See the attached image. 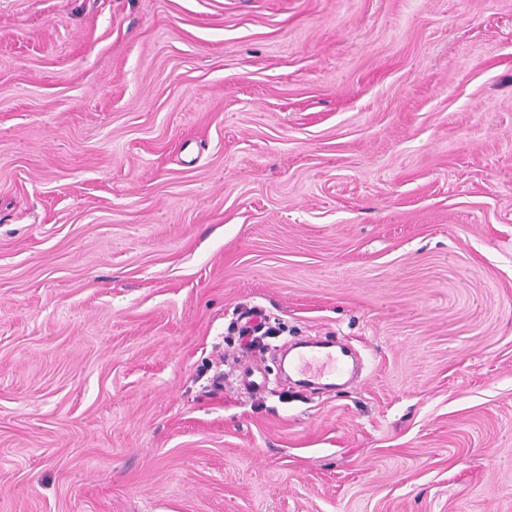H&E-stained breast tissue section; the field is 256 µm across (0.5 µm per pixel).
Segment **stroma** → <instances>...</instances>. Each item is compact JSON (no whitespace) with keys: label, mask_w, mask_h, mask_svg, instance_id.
<instances>
[{"label":"stroma","mask_w":512,"mask_h":512,"mask_svg":"<svg viewBox=\"0 0 512 512\" xmlns=\"http://www.w3.org/2000/svg\"><path fill=\"white\" fill-rule=\"evenodd\" d=\"M0 512H512V0H0ZM299 352L293 359L294 370L314 385L335 384L349 373L351 351Z\"/></svg>","instance_id":"1"}]
</instances>
